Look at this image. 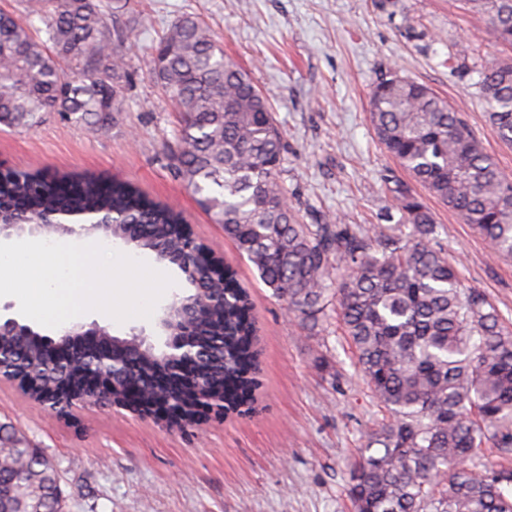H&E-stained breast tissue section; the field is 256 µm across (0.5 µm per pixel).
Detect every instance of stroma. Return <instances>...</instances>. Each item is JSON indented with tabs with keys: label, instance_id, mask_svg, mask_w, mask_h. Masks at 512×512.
<instances>
[{
	"label": "stroma",
	"instance_id": "stroma-1",
	"mask_svg": "<svg viewBox=\"0 0 512 512\" xmlns=\"http://www.w3.org/2000/svg\"><path fill=\"white\" fill-rule=\"evenodd\" d=\"M206 23L227 57L268 99L286 151L280 178L303 224H378L396 213L385 176L410 184L437 224L434 247L458 261L512 324V258L413 182L370 121L376 83L395 70L461 111L485 152L512 178V147L491 132L476 64L512 59L487 21L462 0H141L121 79L122 110L92 135L58 113L30 129L0 130V168L74 180L88 175L135 184L180 210L247 288L260 354L248 412L182 429L107 404L54 414L0 381V424L43 449L58 467L64 512H353L346 483L364 436L388 418L356 367L335 307L316 327L288 312L255 267L225 238L177 177L175 118L148 75L153 44L178 17ZM467 67L448 64L460 43ZM81 323L128 338H164L155 318L116 322L90 311Z\"/></svg>",
	"mask_w": 512,
	"mask_h": 512
}]
</instances>
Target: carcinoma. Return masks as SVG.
Listing matches in <instances>:
<instances>
[{
  "label": "carcinoma",
  "mask_w": 512,
  "mask_h": 512,
  "mask_svg": "<svg viewBox=\"0 0 512 512\" xmlns=\"http://www.w3.org/2000/svg\"><path fill=\"white\" fill-rule=\"evenodd\" d=\"M50 45L33 38L12 12L0 11V126L33 127L57 112L101 132L121 111L119 81L131 29L110 0H42ZM512 47V0H464ZM478 87L494 135L512 146V61L480 66ZM150 79L179 114V178L197 205L224 225V235L258 271L288 312L318 323L334 292L346 335L378 402L391 414L365 436L349 474L355 512H512V468L479 459L487 444L512 452V329L457 266L429 244L435 221L399 181L395 224H301L280 181L284 144L269 103L249 74L226 59L209 28L181 17L155 47ZM377 137L409 174L486 238L499 257L512 256V181L486 154L459 110L426 86L394 71L371 95ZM0 207L18 224L58 225L96 216L112 235L136 246L165 247L187 262L188 297L204 304L197 335L202 375L224 370V408L251 404L258 385L252 301L228 266L219 271L205 244L193 247L175 228L184 223L131 185L80 183L27 172L0 177ZM336 270V289L327 281ZM224 276V290L218 278ZM135 371L144 393L162 354L141 342ZM39 383L60 373L77 381L94 361L50 364L41 346L0 344V376L32 364ZM16 432L0 426V451L26 456V469L0 471L4 500L61 496L59 475L39 448H17Z\"/></svg>",
  "instance_id": "obj_1"
}]
</instances>
